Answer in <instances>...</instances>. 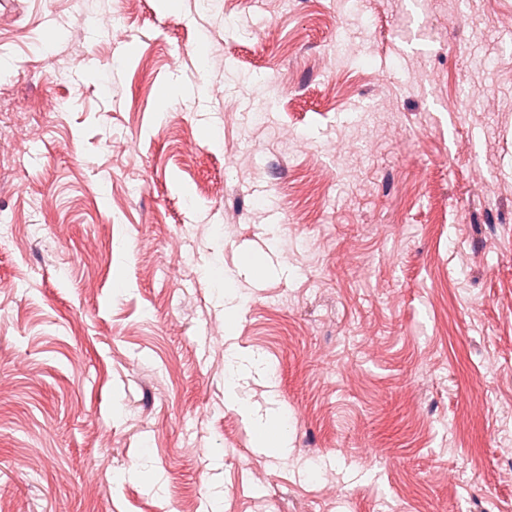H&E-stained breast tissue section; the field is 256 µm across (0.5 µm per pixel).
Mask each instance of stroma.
<instances>
[{"instance_id":"obj_1","label":"stroma","mask_w":512,"mask_h":512,"mask_svg":"<svg viewBox=\"0 0 512 512\" xmlns=\"http://www.w3.org/2000/svg\"><path fill=\"white\" fill-rule=\"evenodd\" d=\"M0 512H512V0H0ZM256 435L265 448H285L288 440V425L280 414H270L256 425Z\"/></svg>"}]
</instances>
